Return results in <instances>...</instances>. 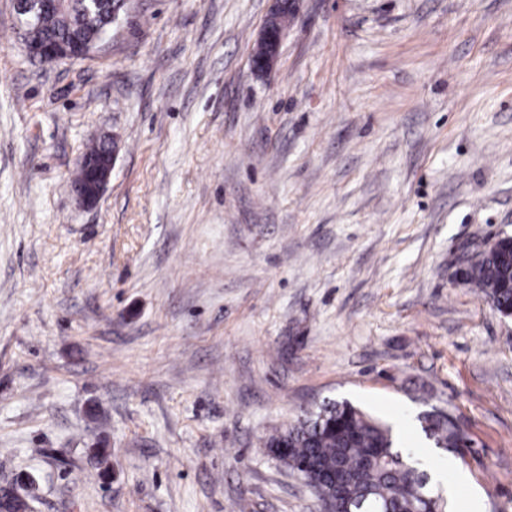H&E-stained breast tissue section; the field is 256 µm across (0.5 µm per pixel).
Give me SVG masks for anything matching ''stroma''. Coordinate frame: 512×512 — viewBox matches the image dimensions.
<instances>
[{
    "mask_svg": "<svg viewBox=\"0 0 512 512\" xmlns=\"http://www.w3.org/2000/svg\"><path fill=\"white\" fill-rule=\"evenodd\" d=\"M270 7L130 0L47 66L0 0V486L317 512L263 440L332 399L414 453L450 413L482 512H512V317L462 277L512 236V0H301L260 75ZM109 148V152L105 156L104 161L100 163H89L88 165L89 178L93 184V189L89 191L85 187L78 188V200L82 206L90 207L95 205L106 190L118 154V148L112 147L111 142ZM106 150L107 148L103 141L96 142L87 148L83 156V161L85 159L100 158ZM83 161L77 168L74 178V183L77 187L85 184L88 178V172L83 166ZM421 429L426 438L433 440L437 448L454 454H462L466 434L455 418L442 410L432 409L419 416Z\"/></svg>",
    "mask_w": 512,
    "mask_h": 512,
    "instance_id": "35a3bbf8",
    "label": "stroma"
}]
</instances>
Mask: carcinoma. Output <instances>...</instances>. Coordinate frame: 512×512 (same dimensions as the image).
<instances>
[{"instance_id":"obj_1","label":"carcinoma","mask_w":512,"mask_h":512,"mask_svg":"<svg viewBox=\"0 0 512 512\" xmlns=\"http://www.w3.org/2000/svg\"><path fill=\"white\" fill-rule=\"evenodd\" d=\"M126 0H62L60 9L37 17L32 28L16 29L18 38L41 45L68 42L89 51L112 36V24ZM467 282L483 292L493 308L512 316V240L464 271ZM421 429L436 447L458 454L466 434L455 418L432 409L419 416ZM281 462L312 487L322 508L338 512H448V501L431 486L429 474L398 447L391 428L347 403L327 402L299 416L288 428L265 441ZM0 498L12 512L29 507L10 486Z\"/></svg>"}]
</instances>
